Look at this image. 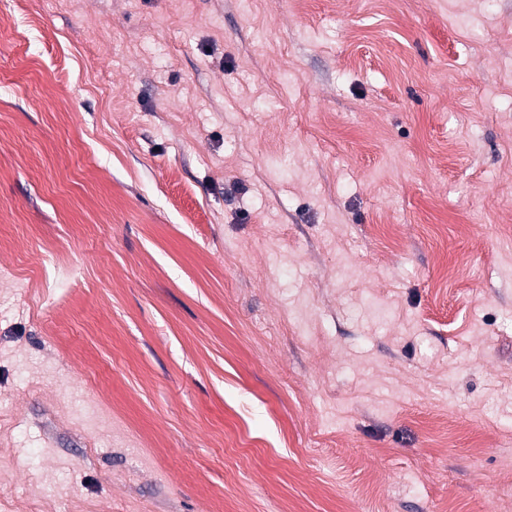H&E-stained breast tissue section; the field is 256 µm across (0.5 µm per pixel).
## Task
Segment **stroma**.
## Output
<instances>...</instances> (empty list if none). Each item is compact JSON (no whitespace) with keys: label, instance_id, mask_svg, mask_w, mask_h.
Instances as JSON below:
<instances>
[{"label":"stroma","instance_id":"1","mask_svg":"<svg viewBox=\"0 0 512 512\" xmlns=\"http://www.w3.org/2000/svg\"><path fill=\"white\" fill-rule=\"evenodd\" d=\"M512 0H0V512H512Z\"/></svg>","mask_w":512,"mask_h":512}]
</instances>
